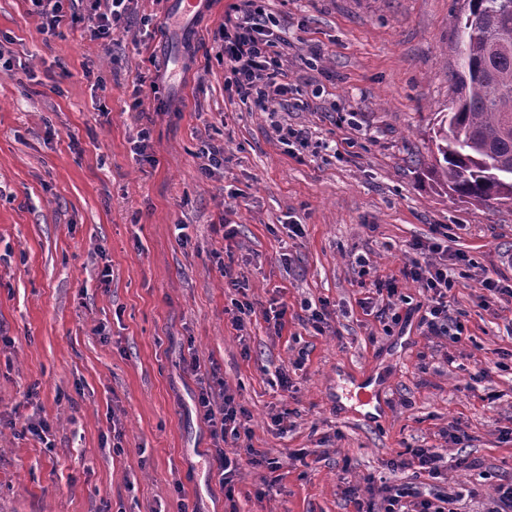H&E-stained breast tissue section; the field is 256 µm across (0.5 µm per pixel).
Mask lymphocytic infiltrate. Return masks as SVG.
<instances>
[{
	"label": "lymphocytic infiltrate",
	"mask_w": 512,
	"mask_h": 512,
	"mask_svg": "<svg viewBox=\"0 0 512 512\" xmlns=\"http://www.w3.org/2000/svg\"><path fill=\"white\" fill-rule=\"evenodd\" d=\"M41 33L54 35L59 28L88 32L103 47H110L115 38L126 33L127 0H87L83 13L67 12L66 0H32ZM275 21L266 14L262 0H237L231 14L225 15L214 33L220 44L229 83L242 101L267 112L273 97H287L298 91L283 69L282 56L286 42L274 32ZM418 284L426 294L419 308L420 326L426 335L447 337L460 342L464 325L448 313L447 296L454 280L443 262L425 264L412 261L405 264L399 275L378 279L377 293L386 295L387 302L379 312L387 327L403 321L393 299L403 286ZM197 410L208 424L213 439V459L217 464L226 498H233L238 464L224 450L231 436H239L246 428V410L232 395H225L222 404H215L212 387L202 388ZM444 455L432 448H408L391 460L394 469H412L433 481L445 476ZM344 494L355 512H456L457 495H421L410 488L387 484L383 477L369 473L356 484L347 486Z\"/></svg>",
	"instance_id": "lymphocytic-infiltrate-1"
}]
</instances>
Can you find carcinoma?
Returning <instances> with one entry per match:
<instances>
[{"instance_id": "cac0c4a2", "label": "carcinoma", "mask_w": 512, "mask_h": 512, "mask_svg": "<svg viewBox=\"0 0 512 512\" xmlns=\"http://www.w3.org/2000/svg\"><path fill=\"white\" fill-rule=\"evenodd\" d=\"M503 0H467L452 16L457 68L455 98L435 130L439 158L430 173L437 185L475 207L512 203V11Z\"/></svg>"}]
</instances>
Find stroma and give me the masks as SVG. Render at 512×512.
Instances as JSON below:
<instances>
[{"mask_svg": "<svg viewBox=\"0 0 512 512\" xmlns=\"http://www.w3.org/2000/svg\"><path fill=\"white\" fill-rule=\"evenodd\" d=\"M174 2L131 0L107 52L40 33L30 0H0V512H353L345 480L419 445L477 463L449 467L438 493L495 494L512 474V371L492 369L512 350V303L484 281H512V205L474 208L429 175L465 0H265L301 90L269 112L225 82L213 32L235 0H208L186 28ZM147 23L154 36L133 42ZM140 72L159 89L133 113ZM282 126L308 130L310 148L289 152ZM209 145L227 162L206 176ZM417 241L468 258L448 294L461 342L413 320L388 334L370 312L361 265L398 273ZM228 262L247 300L287 304L281 334L259 316L232 326ZM323 301L337 317L319 331L304 306ZM193 354L250 417L225 446L231 502ZM366 371L385 398L369 417L342 394ZM30 422L45 439L22 432ZM452 422L468 440L446 441ZM250 446L277 472L252 465Z\"/></svg>", "mask_w": 512, "mask_h": 512, "instance_id": "obj_1", "label": "stroma"}]
</instances>
